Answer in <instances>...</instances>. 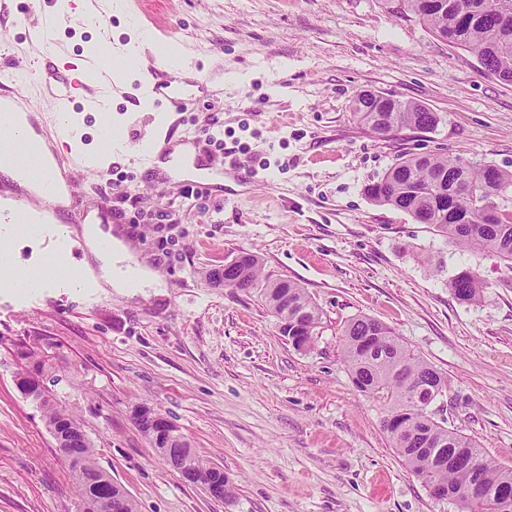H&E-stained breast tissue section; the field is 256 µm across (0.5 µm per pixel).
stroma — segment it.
<instances>
[{"label": "stroma", "instance_id": "stroma-1", "mask_svg": "<svg viewBox=\"0 0 512 512\" xmlns=\"http://www.w3.org/2000/svg\"><path fill=\"white\" fill-rule=\"evenodd\" d=\"M0 12V71L39 62L27 0ZM140 8L206 76L186 111L112 100V123L146 133L177 123L211 167L247 166L253 181L194 186L181 166L149 175L112 159L90 96L61 103L57 84L29 87L41 112L66 109L74 131L60 157L74 168L89 220L119 216L165 288L127 297L105 283L56 279L19 293L0 284V512H80L68 465L41 409L16 386L42 381L80 419L100 464L139 512H460L434 498L392 447L384 405L354 383L341 330L367 316L443 374L433 404L448 428L512 467V271L461 252L433 226L364 193L400 158L448 154L512 170V83L482 73L389 0H142ZM373 90L425 105L430 131L374 134L351 111ZM224 133L223 148L207 131ZM113 168L122 187L82 165ZM10 245L14 268L44 271L67 233ZM254 251L263 276L298 282L321 313L308 350L281 335L258 290L214 284L211 270ZM469 269L487 284L460 303L448 287ZM161 412L197 455L228 476L231 498L183 482L139 430Z\"/></svg>", "mask_w": 512, "mask_h": 512}]
</instances>
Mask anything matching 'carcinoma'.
I'll list each match as a JSON object with an SVG mask.
<instances>
[{"label": "carcinoma", "mask_w": 512, "mask_h": 512, "mask_svg": "<svg viewBox=\"0 0 512 512\" xmlns=\"http://www.w3.org/2000/svg\"><path fill=\"white\" fill-rule=\"evenodd\" d=\"M498 2L401 0L398 12L412 15L435 37L447 39L449 45L471 50L484 73L511 84L512 12L500 11ZM352 112L382 137L402 129L426 131L439 123L437 113L394 96L380 102L360 93L353 100ZM365 194L376 204L393 207L420 224L433 226L454 248L494 254L512 270V210L505 209V202L512 200V171L493 165L478 167L446 155L414 156L391 166L380 181L365 188ZM490 196L498 201V211L490 221L479 211L462 206L469 198ZM244 255L246 271L236 287L259 290L278 322H291L299 315L317 328L318 308L306 290L290 280L263 279L257 256L250 251ZM448 287L459 302L469 304L480 299L484 283L474 272L462 270ZM341 336L344 362L356 385L385 402L389 413H408L423 431L425 449L418 452L405 435L386 428L407 466L426 484H445L456 491L461 512H512V502L506 503L498 496L501 488H512V468L499 465L475 442L435 421L409 397L407 380L435 382L439 391L445 392L442 374L407 349L391 328L374 319H351ZM24 396L44 408L50 431L65 426L67 442L57 448L68 462L82 504L122 490L112 481L99 486L88 483V475L103 468L77 419L36 388ZM187 464L202 479L218 475L214 465L193 452Z\"/></svg>", "instance_id": "cac0c4a2"}]
</instances>
